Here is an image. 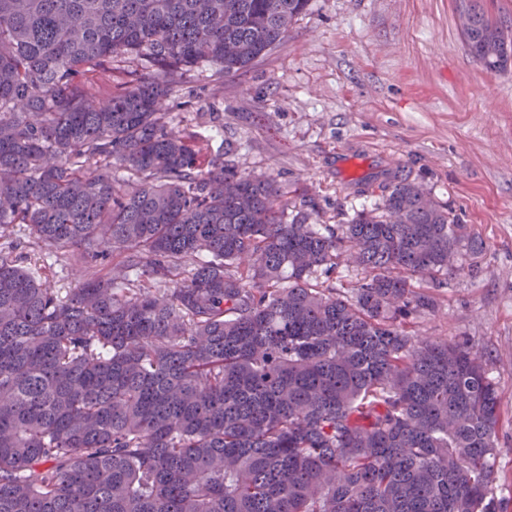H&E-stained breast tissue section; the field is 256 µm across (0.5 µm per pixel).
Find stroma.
<instances>
[{
    "label": "stroma",
    "mask_w": 512,
    "mask_h": 512,
    "mask_svg": "<svg viewBox=\"0 0 512 512\" xmlns=\"http://www.w3.org/2000/svg\"><path fill=\"white\" fill-rule=\"evenodd\" d=\"M459 0H311L286 39L243 75L199 67L167 100L168 124L254 175L275 173L289 215L348 223L380 201L391 173L421 182L483 245L476 277L433 289L435 309L409 315L419 336L462 339L502 397L491 492L512 512V69L469 53ZM130 62L76 75L96 99L131 79ZM29 253L69 289L80 265L30 251L20 227L0 247Z\"/></svg>",
    "instance_id": "35a3bbf8"
}]
</instances>
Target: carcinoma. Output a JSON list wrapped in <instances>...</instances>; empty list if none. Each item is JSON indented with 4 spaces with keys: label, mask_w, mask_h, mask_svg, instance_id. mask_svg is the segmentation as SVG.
Instances as JSON below:
<instances>
[{
    "label": "carcinoma",
    "mask_w": 512,
    "mask_h": 512,
    "mask_svg": "<svg viewBox=\"0 0 512 512\" xmlns=\"http://www.w3.org/2000/svg\"><path fill=\"white\" fill-rule=\"evenodd\" d=\"M309 4L0 0V231L121 257L62 293L0 249V512H499L482 357L403 326L476 267L457 215L395 175L347 224L290 219L168 128L184 74L246 72ZM468 9L506 71L512 27ZM126 60L110 98L73 82ZM344 256L349 297L316 284Z\"/></svg>",
    "instance_id": "1"
}]
</instances>
